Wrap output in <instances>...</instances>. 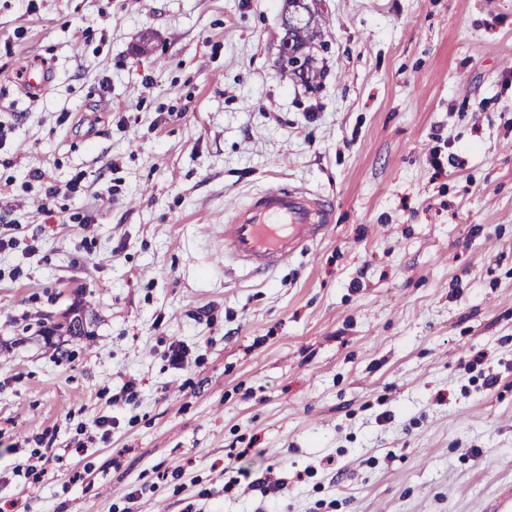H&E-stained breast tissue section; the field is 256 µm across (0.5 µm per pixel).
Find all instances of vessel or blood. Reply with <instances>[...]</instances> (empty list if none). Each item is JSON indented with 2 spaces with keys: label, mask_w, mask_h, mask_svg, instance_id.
Segmentation results:
<instances>
[{
  "label": "vessel or blood",
  "mask_w": 512,
  "mask_h": 512,
  "mask_svg": "<svg viewBox=\"0 0 512 512\" xmlns=\"http://www.w3.org/2000/svg\"><path fill=\"white\" fill-rule=\"evenodd\" d=\"M50 84L47 68L30 66L20 88L41 94ZM333 221V207L319 195L270 186L230 208L224 224V258L252 272L275 269L323 238Z\"/></svg>",
  "instance_id": "b4317fda"
}]
</instances>
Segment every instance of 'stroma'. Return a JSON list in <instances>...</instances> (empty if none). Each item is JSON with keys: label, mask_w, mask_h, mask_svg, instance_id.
Wrapping results in <instances>:
<instances>
[{"label": "stroma", "mask_w": 512, "mask_h": 512, "mask_svg": "<svg viewBox=\"0 0 512 512\" xmlns=\"http://www.w3.org/2000/svg\"><path fill=\"white\" fill-rule=\"evenodd\" d=\"M282 4L0 0V512L512 493V0H326L311 84ZM274 183L332 227L225 264ZM75 308L87 336L54 333ZM23 82L20 89L31 94L44 93L51 84V75L47 68L30 66L26 67Z\"/></svg>", "instance_id": "1"}]
</instances>
